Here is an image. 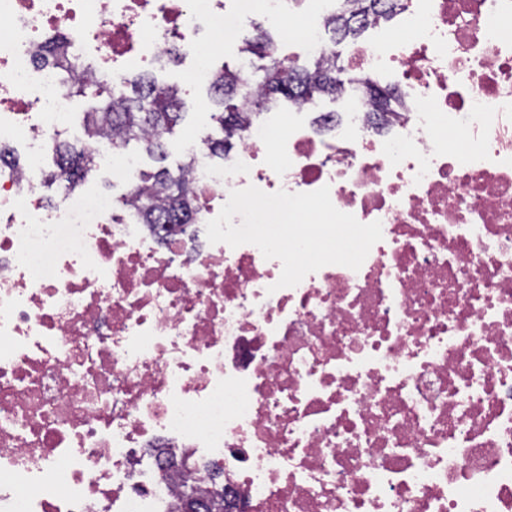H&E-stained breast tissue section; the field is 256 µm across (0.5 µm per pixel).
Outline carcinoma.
Returning <instances> with one entry per match:
<instances>
[{
	"label": "carcinoma",
	"instance_id": "carcinoma-1",
	"mask_svg": "<svg viewBox=\"0 0 512 512\" xmlns=\"http://www.w3.org/2000/svg\"><path fill=\"white\" fill-rule=\"evenodd\" d=\"M354 2L355 10L346 9L336 15L333 34L344 40L356 34V17L378 12L380 0H344ZM336 55H329L314 62L312 68H303L273 52L262 48L249 75L239 81L220 67L214 71L209 89L215 109L211 119L225 132L220 139H207L212 155L224 157L230 139L238 135L245 117L243 106L251 103L261 112L277 104L280 99L304 100L332 96L336 92ZM131 93L114 98L112 88L104 82H79L76 93L86 95L91 90L96 95L107 94L109 101L99 112L84 116V134L95 139L109 132L119 134L121 146L134 141L153 155L164 157L163 136L172 131L181 117L183 102L180 91L174 86L162 87L154 78L143 74L134 79ZM57 170L67 175L68 188H76L89 173L95 170L94 158L76 146L66 143L55 145ZM189 163L172 174L162 168L132 188L127 197L136 207L141 224H189L193 215L194 191L186 178Z\"/></svg>",
	"mask_w": 512,
	"mask_h": 512
}]
</instances>
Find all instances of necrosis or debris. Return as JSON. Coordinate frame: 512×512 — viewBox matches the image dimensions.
I'll return each instance as SVG.
<instances>
[{
  "instance_id": "obj_1",
  "label": "necrosis or debris",
  "mask_w": 512,
  "mask_h": 512,
  "mask_svg": "<svg viewBox=\"0 0 512 512\" xmlns=\"http://www.w3.org/2000/svg\"><path fill=\"white\" fill-rule=\"evenodd\" d=\"M337 0H0V512H512V0H395L344 68L386 89L245 124L215 163L186 141L194 221L45 206L39 173L79 74L122 88L172 43L213 77L201 30L250 24L323 57ZM473 143L448 146V130ZM113 180L117 139L84 142ZM306 193L383 238L359 269L277 288L258 247L210 243L231 191Z\"/></svg>"
}]
</instances>
